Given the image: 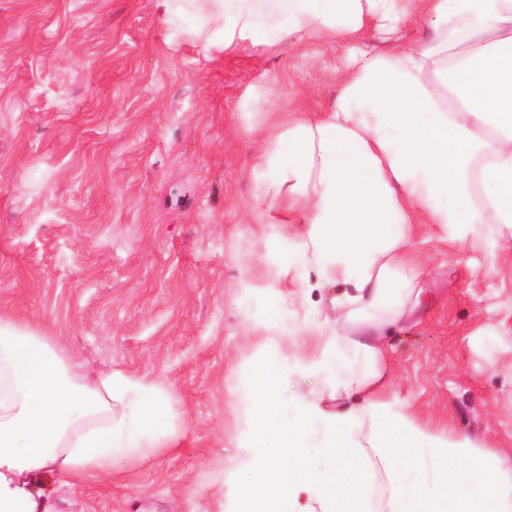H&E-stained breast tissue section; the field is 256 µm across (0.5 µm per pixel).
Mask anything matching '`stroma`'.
Here are the masks:
<instances>
[{"instance_id": "stroma-1", "label": "stroma", "mask_w": 512, "mask_h": 512, "mask_svg": "<svg viewBox=\"0 0 512 512\" xmlns=\"http://www.w3.org/2000/svg\"><path fill=\"white\" fill-rule=\"evenodd\" d=\"M350 67L318 39L206 48L162 0H0V315L154 376L185 422L181 447L82 480L60 512H227L241 368L272 338L305 355L337 293L261 262L302 227L257 216L258 133L328 111ZM477 236L415 225L426 310L388 334L392 390L512 458V230ZM265 289L306 295L272 331L248 306Z\"/></svg>"}]
</instances>
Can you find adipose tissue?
<instances>
[{"mask_svg": "<svg viewBox=\"0 0 512 512\" xmlns=\"http://www.w3.org/2000/svg\"><path fill=\"white\" fill-rule=\"evenodd\" d=\"M414 17L432 25L425 48L364 44ZM183 22L221 51L271 32L355 48L330 111L275 120L255 158L258 213L305 226L297 249L269 239L267 261L343 291L312 355L268 345L240 379L234 512H512V459L423 427L389 391L384 344L420 305L414 225L512 229V0H187ZM183 426L162 382L92 373L0 316V512H56L60 488L179 447Z\"/></svg>", "mask_w": 512, "mask_h": 512, "instance_id": "obj_1", "label": "adipose tissue"}]
</instances>
